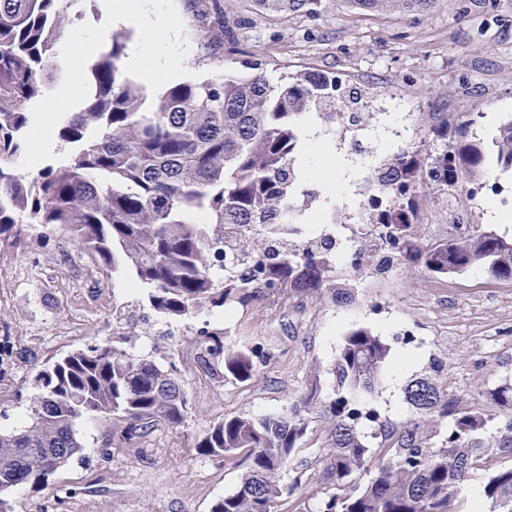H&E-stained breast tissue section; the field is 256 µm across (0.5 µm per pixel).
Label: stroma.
<instances>
[{
  "label": "stroma",
  "mask_w": 512,
  "mask_h": 512,
  "mask_svg": "<svg viewBox=\"0 0 512 512\" xmlns=\"http://www.w3.org/2000/svg\"><path fill=\"white\" fill-rule=\"evenodd\" d=\"M131 6L173 11L190 50L187 80L202 82L229 71L251 75L260 67L271 77L320 73L335 79L345 99L360 97L363 112H422L426 122L413 151L421 167L432 166L457 140V125L476 120L485 133L512 116V0H435L425 13L371 14L350 0H314L289 16L268 11L256 0H130ZM107 0L87 7L66 30L57 55L80 90L70 103L35 113L55 128L69 112L81 111L89 94L90 55L81 44L111 40L104 25ZM418 244L438 242V225L448 221V186L426 182L414 194ZM88 253L69 236L26 224L16 245L0 251V281L11 293L0 301V317L25 356L14 390L30 394L33 367L61 353L108 340L122 343L113 314L125 307L139 315L135 353L174 364L191 397L192 412L177 428L158 426L111 459L100 453L113 420H82L83 445L69 464L38 490L16 487L14 512H210L234 492L240 467L197 453L200 436L224 417L256 418L280 413L294 399L333 395L332 365L346 333L365 327L410 355L403 377L385 368L368 402L382 419L410 426L415 418L404 401L413 377L442 363V381L460 397L479 400L485 388L512 380V284H496L481 273L446 279L419 266H397L390 274L353 275L336 266V285L351 289L348 302L331 295L296 297L282 288L267 291L231 310L213 309L172 323L148 319L146 289L131 290L123 276L104 275L99 288L76 275ZM224 334V345L254 351L250 381L202 366V326ZM411 331L414 343L399 339ZM325 424L313 419L301 448L283 476L296 483L276 512H318L329 482Z\"/></svg>",
  "instance_id": "obj_1"
}]
</instances>
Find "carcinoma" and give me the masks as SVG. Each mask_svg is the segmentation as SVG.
<instances>
[{"label":"carcinoma","mask_w":512,"mask_h":512,"mask_svg":"<svg viewBox=\"0 0 512 512\" xmlns=\"http://www.w3.org/2000/svg\"><path fill=\"white\" fill-rule=\"evenodd\" d=\"M81 0H0V249L17 237L24 216L31 224L66 230L98 264L127 275L131 287L148 289L150 310L160 319H184L209 308L240 303L264 291L289 288L297 295L350 292L333 287L332 243H302L304 222L295 201L315 199L300 189L296 165L302 119H321L336 107L332 84L320 74L249 76L221 73L201 83L170 85L159 103L146 106L144 87L123 68L125 41L89 66L92 91L84 109L65 115L57 138L77 147L71 158L35 174L18 171L30 122L27 108L41 98L56 72L54 47L79 14ZM298 12L310 0H260ZM367 11H424L432 0H350ZM462 123L456 152L443 156L435 176L473 178L486 161L484 140ZM492 154L512 171V118L492 137ZM420 164L406 150L387 154V164L367 175L370 191L402 197ZM389 238L380 265L419 264L437 277L477 271L491 280H512V237L476 229L448 243L418 249L406 212ZM229 256L243 271L221 276ZM200 335L224 362V374L253 378V353L224 348L222 333ZM392 359V347L366 328L347 333L332 373L333 396L321 403L327 423L328 479L336 491L320 512H463L462 486L477 470L488 472L483 497L489 512H512V382L489 387L482 402L465 406L448 387L423 375L405 388L408 408L433 424L432 436L380 419L358 398L373 391ZM27 419L0 430V503L19 485L45 486L68 465L81 444L77 425L89 415H114L121 426L103 448L148 435L161 423L181 426L191 402L174 366L134 355L111 342L75 349L38 369ZM315 393L263 418L226 416L211 425L196 448L245 466L238 488L214 502L211 512H275L292 494L283 483L310 426ZM510 411L497 420L493 408ZM377 440L376 447L369 440ZM372 477L356 491L346 481Z\"/></svg>","instance_id":"obj_1"}]
</instances>
